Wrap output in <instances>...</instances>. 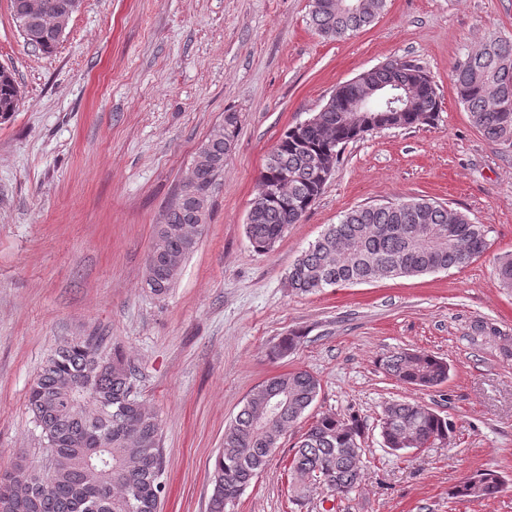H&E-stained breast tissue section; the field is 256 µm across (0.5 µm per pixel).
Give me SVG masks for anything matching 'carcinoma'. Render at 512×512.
<instances>
[{
    "label": "carcinoma",
    "mask_w": 512,
    "mask_h": 512,
    "mask_svg": "<svg viewBox=\"0 0 512 512\" xmlns=\"http://www.w3.org/2000/svg\"><path fill=\"white\" fill-rule=\"evenodd\" d=\"M11 0L12 18L21 34H34L27 45L44 53L57 47L58 20L72 0H42V14L32 19ZM386 0H312L310 24L327 40L350 36L370 25L384 10ZM359 78L370 84L401 82L413 87L421 112H386L379 102L359 118L346 120L351 85L336 88L326 104L312 115L311 126L296 125L269 152L252 199L256 211L246 234L258 251L272 249L290 224H297L323 193L340 161L343 146L380 128H411L434 123L440 103L436 84L422 67L393 59L367 70ZM457 97L469 121L482 135L512 144V121L501 112L512 110V41L494 39L467 53L450 73ZM20 90L9 69L0 70V119L18 107ZM222 133L209 132L196 151L209 160L199 184L181 188L168 206L165 223L157 225L154 245L168 240L171 229L204 228L209 212L199 213V197L206 195L224 170L238 135V115L224 113ZM288 177V199L263 205L271 185ZM489 248L487 230L468 214L427 199H408L358 206L292 262L288 286L297 293L328 287L368 283L378 279L418 276L467 265ZM500 286L512 290V255L495 262ZM179 274L147 271L146 284L160 297L168 293ZM302 335L282 337L273 353L288 355ZM381 368L403 384L435 388L448 380L444 359L418 350L393 351L380 359ZM135 368L127 356L104 336H85L60 342L45 361L27 394V408L46 443L52 474L31 467L21 457L12 470L0 474V512H161L162 492L157 481L165 466L157 413L133 394ZM75 383L83 384L105 405L98 411L78 403L64 407ZM282 399L279 417L265 421L260 406L245 404L224 431V446L216 456L209 512H226L242 491L267 465L272 449L280 446L314 402L320 382L306 370L278 374L263 382ZM453 432L452 422L436 410L408 400L386 403L381 434L386 447L405 451L428 440L437 445ZM365 426L356 414L339 418L324 413L300 436L289 466L291 496L302 504L311 487L308 478L329 475L357 489L363 479L361 439ZM504 481L493 471L465 477L450 495L480 502L500 493Z\"/></svg>",
    "instance_id": "obj_1"
}]
</instances>
